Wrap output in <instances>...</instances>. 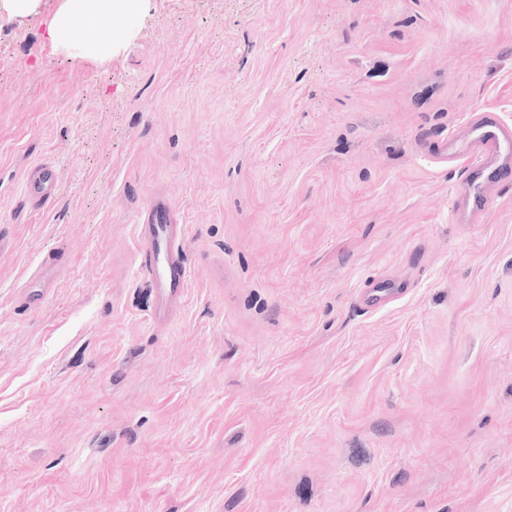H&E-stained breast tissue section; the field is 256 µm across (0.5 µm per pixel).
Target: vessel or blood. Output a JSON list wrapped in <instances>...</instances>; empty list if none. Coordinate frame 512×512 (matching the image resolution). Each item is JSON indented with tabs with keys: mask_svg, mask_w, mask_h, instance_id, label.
<instances>
[{
	"mask_svg": "<svg viewBox=\"0 0 512 512\" xmlns=\"http://www.w3.org/2000/svg\"><path fill=\"white\" fill-rule=\"evenodd\" d=\"M470 127L471 135L465 142L448 136L441 152L462 165L465 178L460 190L468 215L475 218L487 208L486 184L512 180V125L498 113L484 110L472 116ZM54 180L49 166L34 165L25 176L27 197L46 201ZM173 215L171 204L157 203L146 209L142 224L145 270L162 302L183 295L190 279L181 255L185 230L174 224Z\"/></svg>",
	"mask_w": 512,
	"mask_h": 512,
	"instance_id": "1",
	"label": "vessel or blood"
}]
</instances>
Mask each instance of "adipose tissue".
I'll list each match as a JSON object with an SVG mask.
<instances>
[{
    "mask_svg": "<svg viewBox=\"0 0 512 512\" xmlns=\"http://www.w3.org/2000/svg\"><path fill=\"white\" fill-rule=\"evenodd\" d=\"M139 0H64L49 29L53 42L103 55L111 51L117 16H129Z\"/></svg>",
    "mask_w": 512,
    "mask_h": 512,
    "instance_id": "1",
    "label": "adipose tissue"
}]
</instances>
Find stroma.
<instances>
[{
    "label": "stroma",
    "mask_w": 512,
    "mask_h": 512,
    "mask_svg": "<svg viewBox=\"0 0 512 512\" xmlns=\"http://www.w3.org/2000/svg\"><path fill=\"white\" fill-rule=\"evenodd\" d=\"M62 3L0 4V512H512V185L458 220L437 156L512 124V0H140L104 56ZM55 180L53 170L45 163L34 165L25 176V188L28 198H37L40 205L50 196ZM174 207L157 203L144 213L141 250L145 270L156 289L159 303L181 297L188 287L189 269L182 258L185 226L172 224Z\"/></svg>",
    "instance_id": "1"
}]
</instances>
